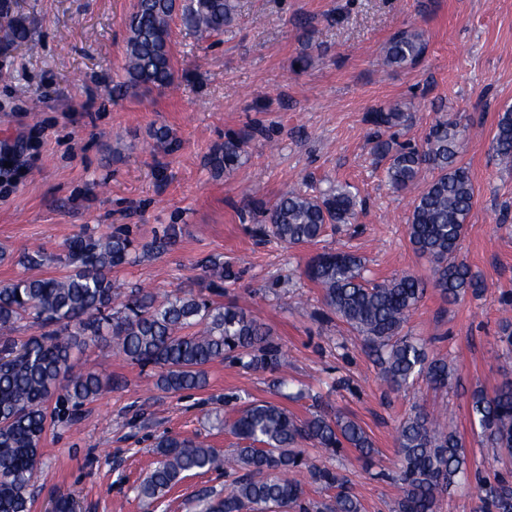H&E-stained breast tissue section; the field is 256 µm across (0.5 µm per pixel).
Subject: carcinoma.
Segmentation results:
<instances>
[{"instance_id":"obj_1","label":"carcinoma","mask_w":512,"mask_h":512,"mask_svg":"<svg viewBox=\"0 0 512 512\" xmlns=\"http://www.w3.org/2000/svg\"><path fill=\"white\" fill-rule=\"evenodd\" d=\"M237 7V0H136L126 25L124 80L116 88L172 85L173 18L180 17L185 29L206 39L224 32ZM11 10V0H0L10 41L26 45L28 30ZM425 49L423 33L405 29L386 42L380 62L387 68L411 67ZM409 119L399 103L369 112L366 122L375 127L371 154L385 163V180L394 192L413 186L426 170L435 173L413 200L409 242L432 262L430 284L444 298L478 295L482 278L456 260L475 194L472 175L461 161L467 126L438 118L420 146L385 136ZM246 147L243 138L227 134L208 164L231 174L245 164ZM493 150L501 164L512 167L511 110L499 116ZM356 207L344 188L317 195L293 189L272 205L255 232L286 246L313 244L328 225L352 223ZM178 233L171 224L144 249L163 253L176 243ZM66 250L71 270L63 276L0 283V512H30L47 422H67L106 387L98 374L75 371V353L110 339L126 359L153 367L156 387L169 393L205 388L208 367L215 361L231 359L270 371L285 365V352L271 331L236 302L218 303L183 289L161 300L149 288L118 292L112 271L134 262L128 230L118 227L97 237L79 234ZM362 270L361 258L353 253L324 252L308 264L306 275L320 289L326 313L346 323L373 353L388 387L406 386L422 374L435 388L448 386V362L428 357L422 344L403 335L425 295V283L403 275L371 284ZM205 273L210 288L234 278L231 269L215 261L205 266ZM22 321L37 331L17 343L8 332ZM469 415L491 447L512 455L511 380L491 393L473 390ZM229 427L238 444L224 457L192 439L165 432L157 437L159 461L138 486L142 502L161 500L190 472L222 470L228 484L224 492L209 496L201 512H361L345 475L316 464L302 448L310 443L330 456L352 449L368 461L375 448L357 421L321 411L300 419L285 407L260 401L238 411ZM395 442L400 456L395 480L402 494L392 512H438L450 488L468 475L462 438L448 429L442 414L415 409L399 421ZM303 470L334 494L323 501L307 498L304 482L295 477ZM475 492L479 512H512V481L506 477L477 473Z\"/></svg>"}]
</instances>
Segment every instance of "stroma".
<instances>
[{
	"mask_svg": "<svg viewBox=\"0 0 512 512\" xmlns=\"http://www.w3.org/2000/svg\"><path fill=\"white\" fill-rule=\"evenodd\" d=\"M18 2L33 45H0V149L24 163L13 178L0 176V282L67 274L65 245L83 231L126 227L144 246L176 224L177 243L115 269V287L144 285L161 296L197 290L201 261L223 262L237 277L218 302L250 307L288 356L278 373L216 362L204 389L171 394L156 387L151 368L111 346L78 355V369L113 384L74 420L48 424L32 512H52L62 496L73 497L78 512H196L203 494L223 491V472L189 473L151 507L138 498L157 460L156 436L169 432L225 453L236 439L220 419L253 401H283L281 377L287 391L305 393L286 403L298 417L328 403L371 437L370 463L352 451L338 462L363 512H390L401 495L391 480L399 465L394 427L415 405L446 409L470 471L512 470V457L472 427L467 396L512 377V358L498 341L503 303L512 300V169L492 150L498 118L512 110V0H239L230 26L203 42L172 21L170 87L119 95L112 87L134 0ZM409 28L427 42L421 60L381 68L384 42ZM300 56L310 60L302 69L292 65ZM395 102L412 115L395 129L397 141L422 144L439 117L467 127L462 159L475 197L458 257L485 287L454 303L428 291L404 327L458 371L459 390L422 379L388 389L356 333L324 315L321 291L305 274L312 257L345 250L362 257L374 281L430 279L431 263L406 234L413 196L390 190L370 153L365 115ZM162 126L171 138L160 145L153 133ZM230 132L247 135L248 160L233 174H214L207 159ZM337 185L361 203L354 223L327 227L304 247L252 235L283 193ZM37 247L54 262L20 265Z\"/></svg>",
	"mask_w": 512,
	"mask_h": 512,
	"instance_id": "1",
	"label": "stroma"
}]
</instances>
